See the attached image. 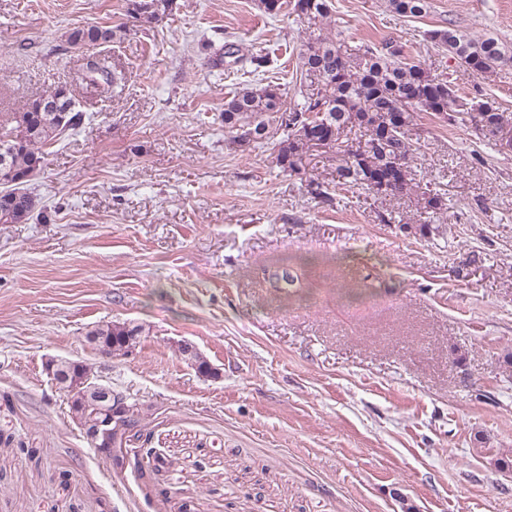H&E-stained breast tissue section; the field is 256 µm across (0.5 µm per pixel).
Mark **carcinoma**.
Here are the masks:
<instances>
[{
    "mask_svg": "<svg viewBox=\"0 0 512 512\" xmlns=\"http://www.w3.org/2000/svg\"><path fill=\"white\" fill-rule=\"evenodd\" d=\"M167 0H125L126 16L137 20L144 14L147 26L168 15ZM390 8L404 17H418L427 0H389ZM263 12L272 18L295 14L307 20L309 32L297 55L296 75L312 92L288 98L280 87H238L224 100V131L239 145H262L276 138V163L289 175L307 174L311 151L322 149L339 156L336 186L358 188L381 196L397 197L412 190L410 131L414 113L430 112L448 117L450 112L476 115L478 122L496 125L498 114L479 108L481 101L459 100L453 81L431 74L405 52L397 40L379 45L343 48L334 34H322L332 23V0H260ZM117 30L90 25L68 32L66 42L109 44ZM425 41L445 51L457 68L473 77L498 67L512 66V47L493 37H472L453 26L429 30ZM123 75L109 57L97 54L82 62L80 81L87 93L103 94L122 82ZM56 99L60 109L48 111L40 98ZM27 101L20 110L0 114V224H21L33 217L37 199L27 183L40 170L44 149L78 128L83 112L66 104L73 91L58 85ZM446 206L443 195L422 192V209L436 212ZM272 287L283 291L295 285L298 276L286 262L268 270ZM142 326L127 322L97 324L86 333L96 349L109 357L125 356L141 335ZM55 381L70 394L72 418L82 427L112 418L119 429L108 436L107 447L117 448L138 433L142 410L121 393H113L112 405L98 408L86 394L94 385L92 366L82 361L58 360ZM488 463L498 471L512 470V448H500Z\"/></svg>",
    "mask_w": 512,
    "mask_h": 512,
    "instance_id": "obj_1",
    "label": "carcinoma"
}]
</instances>
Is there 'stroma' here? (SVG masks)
<instances>
[{
    "label": "stroma",
    "instance_id": "35a3bbf8",
    "mask_svg": "<svg viewBox=\"0 0 512 512\" xmlns=\"http://www.w3.org/2000/svg\"><path fill=\"white\" fill-rule=\"evenodd\" d=\"M334 2L346 46L406 41L437 76L455 64L427 30L512 46V0H428L417 18ZM126 21L125 0H0V113L65 85L84 114L30 183L41 217L0 224V512H512V472L473 447L512 448V151L417 113L411 166L445 193L435 213L337 188L326 153L288 176L274 145L225 134L249 78L216 54H269L293 92L305 24L259 0H176L104 47L121 86L85 93L66 32ZM457 84L512 113V66ZM289 255L316 263L284 299L267 269ZM110 321L143 326L131 355L87 341ZM56 359L142 407V439L99 453Z\"/></svg>",
    "mask_w": 512,
    "mask_h": 512
}]
</instances>
